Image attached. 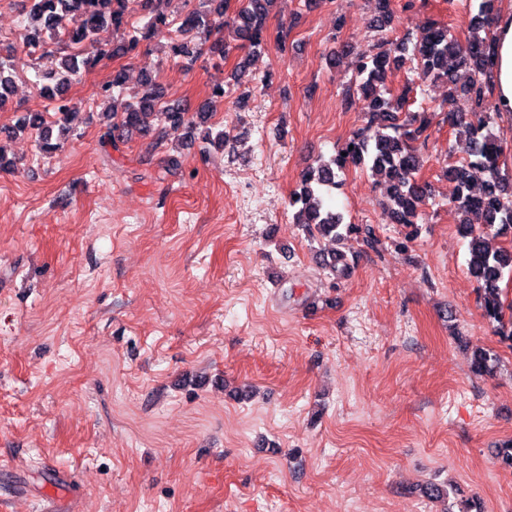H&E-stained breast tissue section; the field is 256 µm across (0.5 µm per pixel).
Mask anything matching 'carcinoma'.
Returning <instances> with one entry per match:
<instances>
[{"label": "carcinoma", "instance_id": "carcinoma-1", "mask_svg": "<svg viewBox=\"0 0 512 512\" xmlns=\"http://www.w3.org/2000/svg\"><path fill=\"white\" fill-rule=\"evenodd\" d=\"M164 0H31L30 26L21 35L22 48L28 53L40 48L39 58L48 63V75L57 78L51 99L54 111L62 116L72 111L63 92L102 60L138 53L141 42L150 41L166 32L172 21L165 14ZM234 15L227 16L228 0H199V5L182 18L178 27L181 36L189 41L174 40L171 55L197 61L202 45L222 59L229 56L231 46L220 37L228 32L232 40L252 52L267 43L266 20L274 0H239ZM393 0H374L375 28L385 31L394 21ZM495 0H482L479 13L470 20L477 34L460 41L449 27L431 21L415 36L412 43L383 40L373 54H361L352 64V80L345 95L358 94L365 102L369 125L355 133L341 152L322 161L301 176V190L290 196L294 209L293 223L315 241L327 239L340 243L352 236L369 242L374 231L369 225L347 224L342 214L326 202L325 193L341 185L340 175L349 167L368 170L379 184L386 185L387 205L396 223L404 228V241L415 239L419 232L430 186L421 179L422 149L425 148L431 125L426 112H406L408 90L395 92L387 85L393 66L403 61L407 51L422 80H443L448 84V101L460 92L473 102L470 112H458L453 107L445 111L444 121L458 134L461 155L443 170L444 176L457 187V210L465 215L460 223L463 234L469 237L467 271L481 292L484 315L496 324V331L512 341V303L507 301L502 284L512 280V250L493 248L489 237L512 239V172L502 168L503 148L487 131L491 114L496 112L493 89L488 79L493 60L494 22L498 11ZM146 12L148 21L142 28L127 30L128 16L134 7ZM112 28L118 38L103 43L99 33ZM125 83L123 70L112 71V78L98 87L96 95L107 98L122 92ZM13 80L5 75L4 60L0 57V108L10 102ZM165 90L158 84L153 71L144 68L141 89L134 101L119 115V122L110 125L104 134L113 148L138 131L148 133L150 121L157 120L173 128L194 129L208 123L214 104L224 99V86H213L210 96L192 111L164 105ZM20 126L40 131V147L45 151L51 144L52 130L45 126L42 115L30 113L20 119ZM202 152L211 147H224V132L203 131ZM486 173L482 191L471 188V170ZM481 228H475V224ZM335 279L349 276L351 265L346 254L332 249L322 263ZM498 357L488 350H476L471 357L472 372L491 374Z\"/></svg>", "mask_w": 512, "mask_h": 512}]
</instances>
